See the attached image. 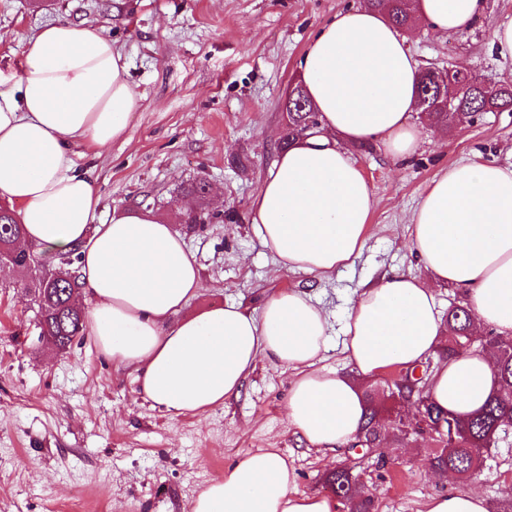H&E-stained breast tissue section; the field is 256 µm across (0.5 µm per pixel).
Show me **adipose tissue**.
<instances>
[{"label":"adipose tissue","mask_w":512,"mask_h":512,"mask_svg":"<svg viewBox=\"0 0 512 512\" xmlns=\"http://www.w3.org/2000/svg\"><path fill=\"white\" fill-rule=\"evenodd\" d=\"M487 10L488 0H417L415 15L448 33ZM126 70L104 28L57 21L40 30L20 71L0 80V201L14 206L26 244L77 249L89 334L134 370L146 401L174 415L204 414L238 397L265 360L290 375L295 434L333 451L363 422L359 379L415 366L445 340L439 286L464 294L476 328L512 340V169L483 161L434 177L412 212L409 245L425 277L391 271L355 290L342 326L353 377L319 367L330 325L307 292L277 291L257 316L235 304L189 312L202 282L173 217L121 209L97 222L101 197L72 159L75 143L101 149L124 136L138 105ZM298 70L319 132L273 161L251 204L252 230L280 271L329 278L362 253L375 205L352 151L375 140L399 161L415 153L420 69L406 35L363 4L316 32ZM496 386L492 356L471 350L434 370L429 395L465 415ZM296 483L279 449L250 452L204 487L190 512H336L334 499L297 493ZM423 512L488 509L472 487L430 496Z\"/></svg>","instance_id":"1"}]
</instances>
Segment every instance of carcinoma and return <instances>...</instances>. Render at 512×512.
Wrapping results in <instances>:
<instances>
[{
  "label": "carcinoma",
  "mask_w": 512,
  "mask_h": 512,
  "mask_svg": "<svg viewBox=\"0 0 512 512\" xmlns=\"http://www.w3.org/2000/svg\"><path fill=\"white\" fill-rule=\"evenodd\" d=\"M371 7L385 12L398 28L409 31L413 27L405 0H374ZM437 88L433 86L430 70L420 73L417 96L431 98L434 105L431 111L419 108L424 119L433 126L452 130L457 126L471 123L480 112H512V81H503L499 91L484 87L480 76L471 73L460 85L451 106L436 99ZM307 117L305 112L288 111V125L283 127L280 148H288L298 139L297 128ZM207 182L199 180L183 188L185 198L184 219L187 224H202L208 218L205 212ZM23 225L17 223L9 211L0 214V255L12 256L11 267L19 274L17 287L24 294H31V303L37 306V326L41 340L65 351L75 340L84 337L86 328L85 313L68 304L72 282L77 280L73 265L78 259L75 251L58 253L59 261L52 267L25 253L22 245ZM473 319L471 309L461 300L448 307L445 322L448 334L436 354V363L454 354L466 351L476 342L482 349H491L497 358V374L500 379L498 390L486 404L471 415L461 418L434 407L427 395L434 367L432 361L421 363L422 377L418 380L400 374L395 384L396 396L415 411L428 412L424 421L403 422L396 418L397 437L404 438L409 433H424L431 423L442 421L448 425V439L436 441L432 449L431 468L442 474L453 472L460 480H468L485 467V452L495 446L501 436L512 432V344H502L497 336H474L470 333ZM363 394L366 399V421L362 424L357 438L367 448H378L385 443L389 427L379 424L380 413H391V409L378 406V393L373 385L365 384ZM324 487L336 498L346 512H373V499L364 489L360 474L353 466H341L325 475Z\"/></svg>",
  "instance_id": "obj_1"
}]
</instances>
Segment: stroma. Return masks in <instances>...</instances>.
<instances>
[{"label":"stroma","instance_id":"stroma-1","mask_svg":"<svg viewBox=\"0 0 512 512\" xmlns=\"http://www.w3.org/2000/svg\"><path fill=\"white\" fill-rule=\"evenodd\" d=\"M361 0H0V74L20 69L46 24L103 27L128 62L138 96L127 137L101 153L72 147L101 196L98 220L150 204L180 212L178 189L198 179L222 191L224 219L187 229L202 289L191 309L236 304L260 314L281 289L309 292L326 311L324 367L349 374L341 345L348 299L384 272L425 269L408 245L409 218L438 173L474 158L512 165V112L478 114L446 138L419 124V147L397 162L380 146L353 157L375 195L370 236L341 273L321 279L281 276L254 236L251 201L279 152L283 101L315 32ZM512 20V0H489L486 18L441 34L415 27L409 46L420 67L456 66L489 84L512 79V60L489 45L493 24ZM243 165H236V158ZM16 272L0 276V512H189L207 484L246 452L277 448L295 468L296 489L323 494L324 473L354 462L374 512H422L441 493L424 465L429 440L390 438L398 451L381 468L376 455L350 447L309 449L286 416L289 376L259 362L238 398L205 415H172L144 400L133 375L102 354L91 337L66 352L38 338ZM477 480L489 512L512 506V436L489 448Z\"/></svg>","mask_w":512,"mask_h":512}]
</instances>
